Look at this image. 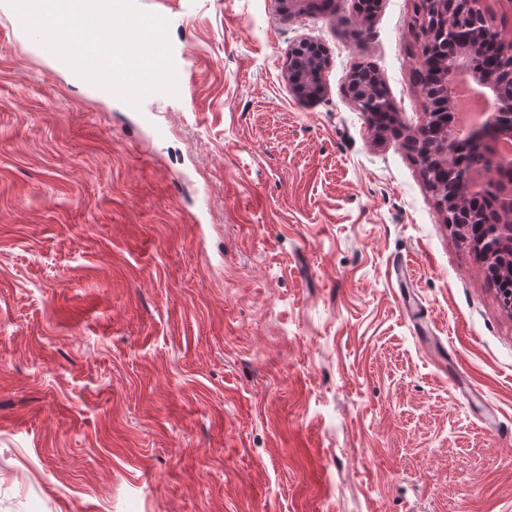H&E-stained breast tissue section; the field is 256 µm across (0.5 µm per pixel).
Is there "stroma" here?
<instances>
[{"label":"stroma","instance_id":"35a3bbf8","mask_svg":"<svg viewBox=\"0 0 512 512\" xmlns=\"http://www.w3.org/2000/svg\"><path fill=\"white\" fill-rule=\"evenodd\" d=\"M415 3L137 0L185 83L159 137L0 2V512H512V313L345 93L367 62L422 122ZM329 63L326 49L304 38L288 51L285 78L294 94L304 102H315L325 93L322 72Z\"/></svg>","mask_w":512,"mask_h":512}]
</instances>
